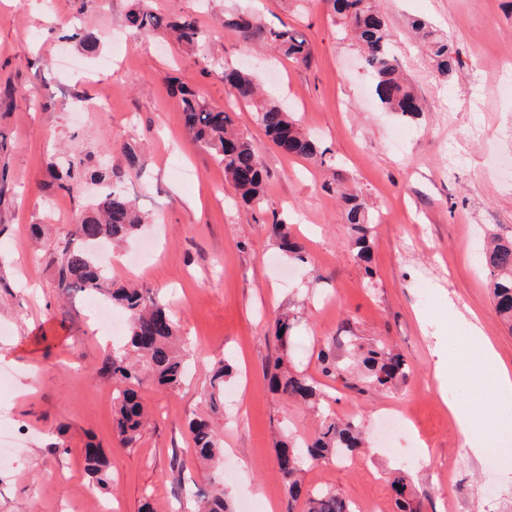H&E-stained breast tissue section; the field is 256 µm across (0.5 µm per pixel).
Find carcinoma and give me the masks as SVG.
<instances>
[{
  "label": "carcinoma",
  "mask_w": 512,
  "mask_h": 512,
  "mask_svg": "<svg viewBox=\"0 0 512 512\" xmlns=\"http://www.w3.org/2000/svg\"><path fill=\"white\" fill-rule=\"evenodd\" d=\"M338 18L347 37L355 38L361 47V61L368 72L379 102L391 112L414 117L422 112L418 98L412 92L398 56L394 53L387 25L373 5V0H326ZM127 26L144 38L160 37L188 51L202 47L208 35L187 17L168 16L141 6L126 16ZM224 27L234 30L240 39L259 44L298 64H308L312 50L305 36L294 29H272L251 16L233 14L224 18ZM412 29L424 40L438 70L446 74L459 59L453 56L448 40L435 36L433 27L423 19L412 22ZM68 38L75 40L88 53L96 52L99 38L92 32L74 30ZM224 81L234 99L251 108L255 121L270 141L283 153L309 160L332 162L330 149L323 148L317 139L306 132L292 112L277 101L262 96L251 73L224 68ZM179 94L184 128L187 135L201 144L224 170V181L235 191L240 201L262 208L268 172L256 144L237 132L234 112L209 106L198 92L172 78ZM92 158L71 159L59 188L77 196L84 181L97 179L106 184L107 193L95 204L76 213L71 238L60 247L56 260L57 288L66 296L74 290L92 295H105L119 306L129 323L127 347L108 354L103 372L123 385L118 390L113 413V428L122 446L130 448L137 442L146 415L147 403L139 388L155 386L175 389L185 379L186 365L176 348L178 325L159 295L149 288L127 287L112 282L105 266L92 252L102 241L119 243L135 234L144 223L136 201L123 191V184L141 167V157L135 149L122 151V160L108 168L97 169ZM346 223L352 231L351 246L356 258L371 272V232L373 218L363 196L343 192ZM271 230L279 250L288 257L304 261V247L292 237L288 224L272 220ZM481 262L489 275L494 311L512 327V234L494 235L481 249ZM293 319L285 314L275 319L276 338L286 346ZM347 352L340 354L328 346L318 352L321 374L361 395L367 388H385L406 381L409 365L404 356L384 340L365 344L357 336L343 337ZM230 368L219 361L211 365L209 389L204 400L210 408L224 396V377ZM269 386L273 393L301 400L314 407L321 406L319 382L312 376L290 372L283 359L275 358L267 365ZM194 451L197 459L212 461L221 448L212 424L199 415L190 420ZM277 462L288 485L285 512H295L293 503L299 496L301 478L306 467L329 458L348 459L365 452L361 424L355 418L338 419L323 413L321 427L302 450L288 439L275 443ZM86 470L98 480L108 467L102 449L93 445L84 448ZM398 512H419L413 502V489L406 477L397 475L391 482ZM309 512H353L351 504L338 492L326 489L308 498ZM202 512H229L224 504V492L216 491L203 499Z\"/></svg>",
  "instance_id": "carcinoma-1"
}]
</instances>
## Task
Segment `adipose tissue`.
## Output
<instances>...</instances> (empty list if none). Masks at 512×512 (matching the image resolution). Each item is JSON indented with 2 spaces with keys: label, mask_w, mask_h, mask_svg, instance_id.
Here are the masks:
<instances>
[{
  "label": "adipose tissue",
  "mask_w": 512,
  "mask_h": 512,
  "mask_svg": "<svg viewBox=\"0 0 512 512\" xmlns=\"http://www.w3.org/2000/svg\"><path fill=\"white\" fill-rule=\"evenodd\" d=\"M436 299L441 305L447 306L448 313L455 322L464 326L466 342L463 351L460 352L436 347L437 363L434 378L440 396L447 403L454 424L463 438L466 451L479 456L487 452L500 428L482 421L475 414L471 402L457 399L453 395L455 368L459 362H468L473 369L477 393L488 398L512 397V370L501 365L498 354L485 336L476 315L461 312L456 306L451 305L445 294H437Z\"/></svg>",
  "instance_id": "1"
}]
</instances>
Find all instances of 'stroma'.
<instances>
[{
    "instance_id": "1",
    "label": "stroma",
    "mask_w": 512,
    "mask_h": 512,
    "mask_svg": "<svg viewBox=\"0 0 512 512\" xmlns=\"http://www.w3.org/2000/svg\"><path fill=\"white\" fill-rule=\"evenodd\" d=\"M142 0H0V413H8L24 445L0 470V512H198L200 498H182L185 481L221 482L231 512H284L288 486L274 441L304 443L319 419L302 404L273 394L263 368L283 357L290 370L317 376L316 355L339 336L388 339L406 357V383L355 395L324 381V403L339 418H360L368 450L345 463L308 468L305 488L336 489L362 512L381 504L396 512L386 482L407 474L423 512H512V477L503 464L485 466L463 439L434 380L435 339L465 331L448 311L426 309L425 289L447 291L478 316L501 363L512 370V328L492 307L478 252L484 235L512 232V0H376L392 46L424 110L413 120L383 111L360 66L357 43L343 37L324 0H143L167 15H189L211 37L202 58L162 40H144L126 26ZM249 11L269 27L305 35L313 55L299 65L250 47L224 26L225 13ZM421 18L460 58L441 74L411 29ZM96 32L99 53L60 52L73 24ZM247 69L269 98L288 105L335 169L276 149L248 108L234 105L224 66ZM195 87L213 107L235 106L239 131L262 150L268 171L265 209L236 204L224 171L183 128L171 80ZM15 86L6 96L2 87ZM136 149L142 170L125 184L151 224L129 239L136 252L149 239L157 257L144 269L113 267L115 282L136 281L164 295L186 336L192 374L176 390L144 388L152 420L134 447L112 428L117 386L104 375V335L89 312L60 297L56 247L71 232L68 215L99 193L59 190L56 153L115 161ZM362 193L376 223L373 260L350 254L351 230L341 189ZM288 221L308 266L280 253L273 218ZM298 316L287 348L274 318ZM232 366L225 392L235 401L215 415L224 452L211 472L193 460L188 423L202 407L210 365ZM412 416L393 447L380 438L384 414ZM424 462H408L412 442ZM107 453L108 484L87 473L82 450ZM181 467H174V460Z\"/></svg>"
}]
</instances>
